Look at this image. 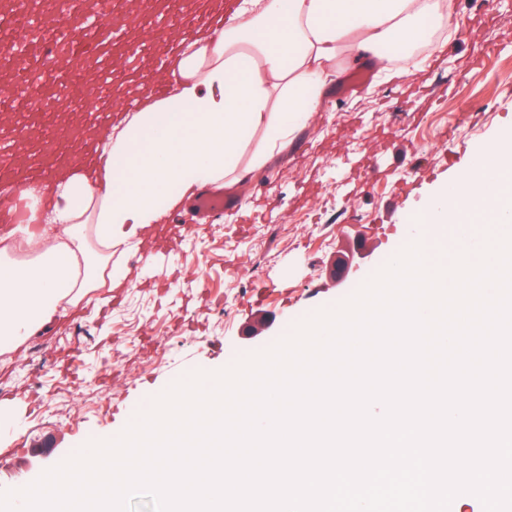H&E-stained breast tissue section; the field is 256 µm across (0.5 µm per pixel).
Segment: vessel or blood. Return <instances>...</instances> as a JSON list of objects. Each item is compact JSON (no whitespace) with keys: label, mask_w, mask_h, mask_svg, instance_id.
I'll list each match as a JSON object with an SVG mask.
<instances>
[{"label":"vessel or blood","mask_w":512,"mask_h":512,"mask_svg":"<svg viewBox=\"0 0 512 512\" xmlns=\"http://www.w3.org/2000/svg\"><path fill=\"white\" fill-rule=\"evenodd\" d=\"M227 0H98L101 22L90 23L82 0H49L50 22H41L28 0H14L0 14V47L21 50L23 66L12 93L0 96V112L14 116L11 133L0 138V180L38 182L50 187L60 170L84 168L91 160L83 149L85 127L71 124L58 133L51 121L54 104L62 98L88 99L80 62L115 54L135 78L136 88L166 96L171 88L170 59L182 50L191 30L214 25L216 9ZM241 201L221 190H202L173 218L175 227L210 224L225 213L240 212Z\"/></svg>","instance_id":"obj_1"}]
</instances>
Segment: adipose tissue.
<instances>
[{"instance_id": "ef3b65f1", "label": "adipose tissue", "mask_w": 512, "mask_h": 512, "mask_svg": "<svg viewBox=\"0 0 512 512\" xmlns=\"http://www.w3.org/2000/svg\"><path fill=\"white\" fill-rule=\"evenodd\" d=\"M455 15L453 0H239L220 34L188 35L171 95L133 96L90 130L96 177L63 170L46 195L6 184L25 214L0 234V360L104 277L129 279L107 273L112 245L262 169L351 69L413 74L416 46Z\"/></svg>"}]
</instances>
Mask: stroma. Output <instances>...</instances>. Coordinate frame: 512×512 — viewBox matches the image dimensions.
Instances as JSON below:
<instances>
[{
  "mask_svg": "<svg viewBox=\"0 0 512 512\" xmlns=\"http://www.w3.org/2000/svg\"><path fill=\"white\" fill-rule=\"evenodd\" d=\"M456 2L467 29L445 34L441 54L422 50L415 74L373 77L350 96L333 86L287 150L229 185L263 221L228 214L189 230L165 276L144 277L116 303L98 288L105 305L68 309L36 333L38 353L0 370L8 387L0 393V490L36 481L89 440L117 436L182 376L264 350L339 303L342 290L328 274L338 254L369 249L348 274L358 289L412 234L405 214L465 173L484 141L512 131V0L488 9ZM449 135L451 167L440 159ZM368 159L384 174L361 189L351 177ZM407 160L422 170L410 185ZM258 276L266 283L259 290Z\"/></svg>",
  "mask_w": 512,
  "mask_h": 512,
  "instance_id": "1",
  "label": "stroma"
}]
</instances>
